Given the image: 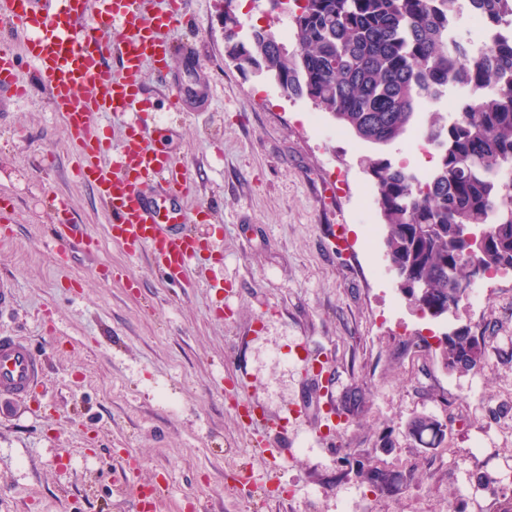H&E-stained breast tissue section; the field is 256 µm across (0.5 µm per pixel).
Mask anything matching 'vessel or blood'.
I'll use <instances>...</instances> for the list:
<instances>
[{"label": "vessel or blood", "mask_w": 512, "mask_h": 512, "mask_svg": "<svg viewBox=\"0 0 512 512\" xmlns=\"http://www.w3.org/2000/svg\"><path fill=\"white\" fill-rule=\"evenodd\" d=\"M187 17L188 0H0V30L25 37L24 54L0 46V91L44 92L79 156L78 177L106 210L113 242L131 253L147 250L159 274L178 283L209 247L188 228L185 203L197 188L181 162L145 140L138 118L146 107L144 66L164 73L176 51L167 33ZM23 55L32 69L22 83ZM111 114L134 117L117 144L105 121ZM53 207L57 245H84L66 200ZM42 374V359L25 339L0 335V394H28Z\"/></svg>", "instance_id": "1"}]
</instances>
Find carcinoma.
<instances>
[{
    "mask_svg": "<svg viewBox=\"0 0 512 512\" xmlns=\"http://www.w3.org/2000/svg\"><path fill=\"white\" fill-rule=\"evenodd\" d=\"M487 22L512 21V0H471ZM268 14L288 16L289 35L256 27L248 42L234 40L237 15L224 13L227 50L255 65L288 98H306L357 138L388 144L402 137L421 103H435L452 79L465 85L460 119L448 126L426 116V135L444 141L431 179L421 185L388 160L371 163L375 201L383 218L389 267L400 290L423 315L448 314L474 279L512 271V182L497 174L512 167V41L480 55L448 44L445 30L455 0H266ZM293 49H288V42ZM483 227V246L465 234ZM442 364L467 373L485 362L486 343L468 326L438 339ZM364 403L354 386L341 414L355 417ZM409 433L441 442L446 427L417 417Z\"/></svg>",
    "mask_w": 512,
    "mask_h": 512,
    "instance_id": "cac0c4a2",
    "label": "carcinoma"
}]
</instances>
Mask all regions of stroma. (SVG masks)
Segmentation results:
<instances>
[{
	"instance_id": "35a3bbf8",
	"label": "stroma",
	"mask_w": 512,
	"mask_h": 512,
	"mask_svg": "<svg viewBox=\"0 0 512 512\" xmlns=\"http://www.w3.org/2000/svg\"><path fill=\"white\" fill-rule=\"evenodd\" d=\"M223 13L190 0L170 34L191 58L170 76L198 100L170 107L145 70L151 142L187 166L212 235L185 287L112 243L44 94L0 92V195L15 201L0 334L44 361L31 393L0 398V512H140L162 478L159 512H448L474 444L492 470L512 465V277L483 304L421 316L372 232L368 173L377 158L423 166L415 130L376 146L285 98L227 59ZM55 196L91 238L62 257ZM465 325L486 364L451 372L437 338ZM353 386L365 403L349 422L336 410ZM420 416L446 425L454 455L409 435ZM364 464L391 485L371 487Z\"/></svg>"
}]
</instances>
